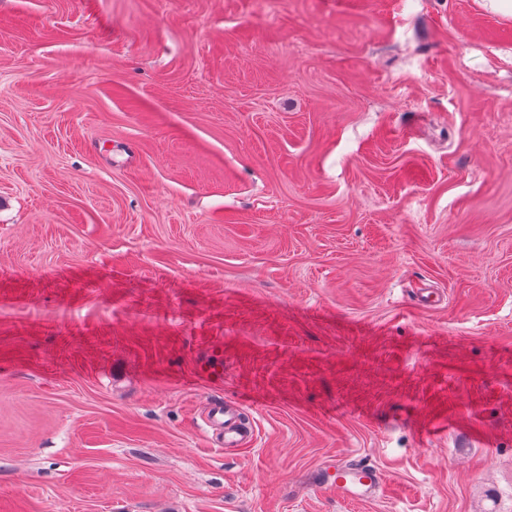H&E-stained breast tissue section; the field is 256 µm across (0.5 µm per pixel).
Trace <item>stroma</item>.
<instances>
[{"label":"stroma","mask_w":512,"mask_h":512,"mask_svg":"<svg viewBox=\"0 0 512 512\" xmlns=\"http://www.w3.org/2000/svg\"><path fill=\"white\" fill-rule=\"evenodd\" d=\"M0 512H512V17L0 0ZM209 427L219 430L222 435L221 443L245 445L249 443V435L239 426L237 415L234 411L225 409L224 402L210 404L207 413ZM334 471L336 478L330 480L327 489L336 490L346 499H369L384 488L382 473L368 464H336Z\"/></svg>","instance_id":"obj_1"}]
</instances>
